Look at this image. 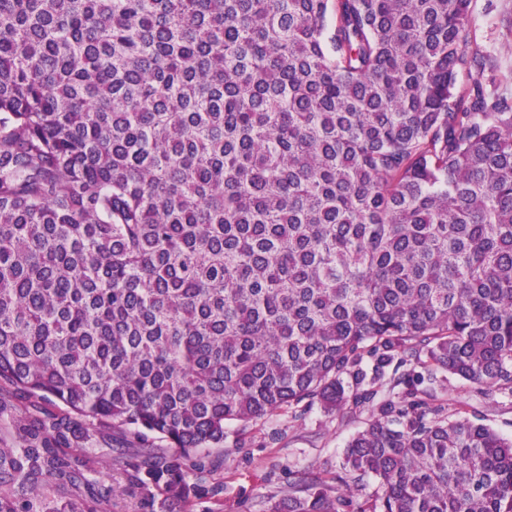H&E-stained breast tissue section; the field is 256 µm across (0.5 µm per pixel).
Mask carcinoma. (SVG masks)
<instances>
[{"label": "carcinoma", "mask_w": 512, "mask_h": 512, "mask_svg": "<svg viewBox=\"0 0 512 512\" xmlns=\"http://www.w3.org/2000/svg\"><path fill=\"white\" fill-rule=\"evenodd\" d=\"M473 0H0V384L65 413L0 448V512L86 480L87 423L155 435L131 484L282 412L371 419L272 512H512V439L393 361L512 396V91ZM462 73L470 81L458 86ZM377 357L372 375L363 353Z\"/></svg>", "instance_id": "obj_1"}]
</instances>
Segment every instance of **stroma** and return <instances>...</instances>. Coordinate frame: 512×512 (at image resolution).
I'll use <instances>...</instances> for the list:
<instances>
[{
    "label": "stroma",
    "mask_w": 512,
    "mask_h": 512,
    "mask_svg": "<svg viewBox=\"0 0 512 512\" xmlns=\"http://www.w3.org/2000/svg\"><path fill=\"white\" fill-rule=\"evenodd\" d=\"M512 21V0H474L472 34L477 44L497 58L503 74L512 73V43L504 31ZM448 401L464 417L486 424L512 437V397L482 393L475 385L449 378ZM0 448L19 445L15 425L46 414L59 413L58 405L0 386ZM371 417L370 406L346 405L328 412L313 406L305 414L283 413L248 426L229 424L223 447L205 453L193 481L219 487V494L168 506L162 495L148 496L130 487L128 476L141 455H170L165 441L155 436L138 437L93 423L87 482L60 488L42 481L38 492L64 504H81L84 512H271L286 497L298 471L310 469L336 474L346 441L363 429Z\"/></svg>",
    "instance_id": "stroma-1"
}]
</instances>
